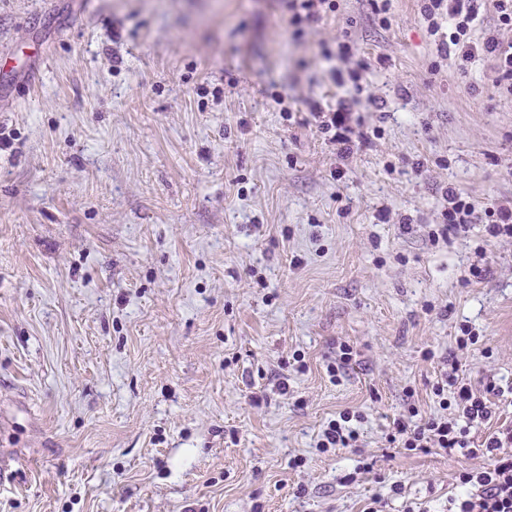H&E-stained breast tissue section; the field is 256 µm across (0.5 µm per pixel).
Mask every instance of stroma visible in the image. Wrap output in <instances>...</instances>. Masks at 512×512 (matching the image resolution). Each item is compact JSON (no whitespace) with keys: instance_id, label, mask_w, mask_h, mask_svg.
<instances>
[{"instance_id":"1","label":"stroma","mask_w":512,"mask_h":512,"mask_svg":"<svg viewBox=\"0 0 512 512\" xmlns=\"http://www.w3.org/2000/svg\"><path fill=\"white\" fill-rule=\"evenodd\" d=\"M336 3L0 0V512H448L476 459L393 418L451 362L504 390L472 441L512 425V239L429 238L446 189L512 202V94L424 0ZM284 2L287 12L291 13L289 24L295 27L297 34H302L303 23H317L324 14L336 11L335 0H284ZM354 100L351 97L342 98L336 104V108L323 112L320 107L313 106V110L317 112H311L315 119L320 123L321 129L325 131H335V141L341 145V154H351L354 151V147L358 145L352 138L354 134L353 128L349 125L353 115ZM358 418H361L359 414L346 411L340 414L339 419L328 422L322 431L318 448L322 452H326L330 448H352V445L358 441L359 435L348 424Z\"/></svg>"}]
</instances>
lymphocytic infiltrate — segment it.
Masks as SVG:
<instances>
[{
    "mask_svg": "<svg viewBox=\"0 0 512 512\" xmlns=\"http://www.w3.org/2000/svg\"><path fill=\"white\" fill-rule=\"evenodd\" d=\"M483 0H426L423 15L430 32H438V15L448 17V39L441 42L445 53L461 62H471L476 56L487 57L497 74L512 93V40L502 39L501 31H512V0H495L496 24L485 32L481 42H474L473 31ZM354 101L340 99L335 109L315 112L323 130L333 131L341 153H352L355 142L350 125ZM494 381L475 389L458 375H442L434 387L438 410L428 417H419L416 408H409L408 418L395 419L388 443L407 451L448 452L469 447V432L473 424L489 420L492 410L489 399L501 395ZM477 467L461 472L459 483L467 492L450 500L448 512H512V427L499 430L485 441Z\"/></svg>",
    "mask_w": 512,
    "mask_h": 512,
    "instance_id": "obj_1",
    "label": "lymphocytic infiltrate"
}]
</instances>
